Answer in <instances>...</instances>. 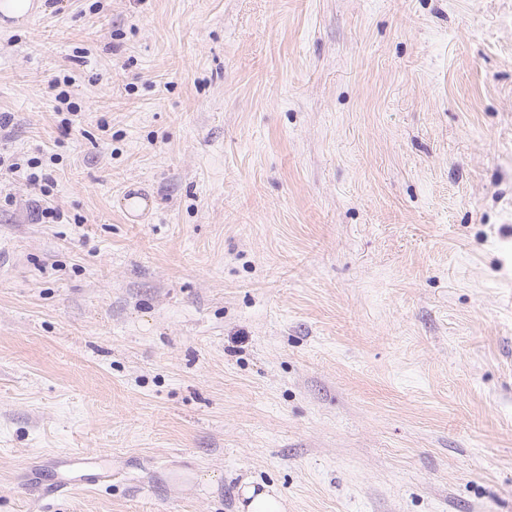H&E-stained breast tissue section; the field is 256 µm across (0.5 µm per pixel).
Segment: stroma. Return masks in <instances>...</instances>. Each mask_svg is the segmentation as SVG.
Listing matches in <instances>:
<instances>
[{
    "instance_id": "obj_1",
    "label": "stroma",
    "mask_w": 512,
    "mask_h": 512,
    "mask_svg": "<svg viewBox=\"0 0 512 512\" xmlns=\"http://www.w3.org/2000/svg\"><path fill=\"white\" fill-rule=\"evenodd\" d=\"M1 112L0 512H512V0H46ZM241 512H282V501L268 491H257L255 487L242 488Z\"/></svg>"
}]
</instances>
